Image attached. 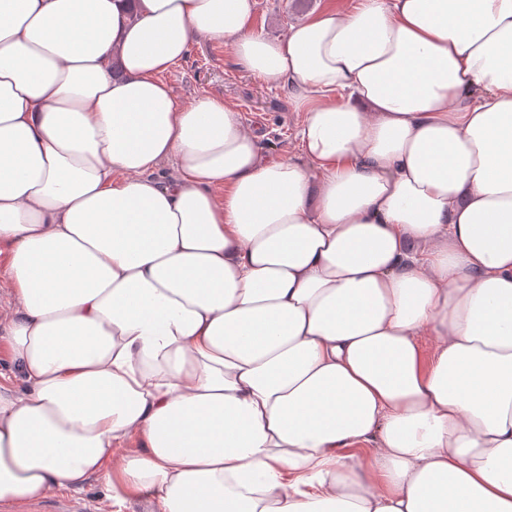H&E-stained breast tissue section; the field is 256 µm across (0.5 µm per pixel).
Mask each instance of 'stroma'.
<instances>
[{
    "label": "stroma",
    "instance_id": "1",
    "mask_svg": "<svg viewBox=\"0 0 512 512\" xmlns=\"http://www.w3.org/2000/svg\"><path fill=\"white\" fill-rule=\"evenodd\" d=\"M354 0H255L253 27L271 39L286 37L295 21L333 5L352 6ZM174 94L188 102L202 95L223 98L236 108L245 123L261 137L270 155L297 152L296 133L302 121L288 100L285 86L262 80L238 69L232 46L225 40L199 38L189 51L165 75Z\"/></svg>",
    "mask_w": 512,
    "mask_h": 512
}]
</instances>
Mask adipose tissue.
<instances>
[{
	"mask_svg": "<svg viewBox=\"0 0 512 512\" xmlns=\"http://www.w3.org/2000/svg\"><path fill=\"white\" fill-rule=\"evenodd\" d=\"M254 5L0 0V504L512 512V0ZM202 36L298 154L175 97ZM255 0L254 30L271 39L284 38L289 26L308 14L331 4L348 9L355 0ZM103 489L95 482L87 485L85 489L78 493L57 492L45 500L34 504L0 505V512H54L53 509L58 505L59 500H72L82 503L89 508L88 512H108L110 507L108 501L103 495Z\"/></svg>",
	"mask_w": 512,
	"mask_h": 512,
	"instance_id": "adipose-tissue-1",
	"label": "adipose tissue"
}]
</instances>
